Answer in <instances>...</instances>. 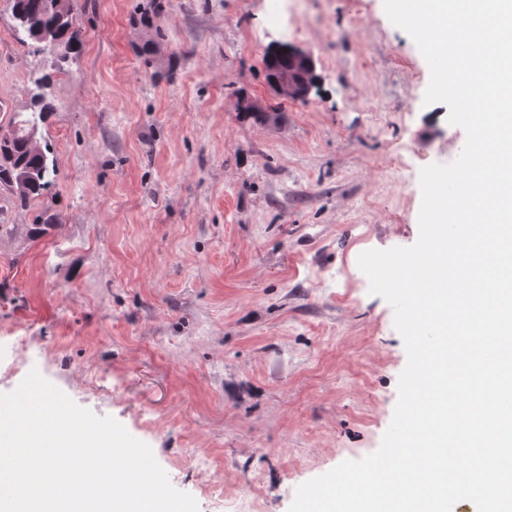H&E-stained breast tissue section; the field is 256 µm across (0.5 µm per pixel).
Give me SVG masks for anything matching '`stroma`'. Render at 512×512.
<instances>
[{
    "mask_svg": "<svg viewBox=\"0 0 512 512\" xmlns=\"http://www.w3.org/2000/svg\"><path fill=\"white\" fill-rule=\"evenodd\" d=\"M75 23L62 63L0 0V126L42 90L57 169L51 198L0 190V393L38 370L199 512L214 483L229 512H288L391 424L407 352L358 258L416 243L420 171L466 133L384 0H78ZM282 44L316 61L307 99L268 80Z\"/></svg>",
    "mask_w": 512,
    "mask_h": 512,
    "instance_id": "35a3bbf8",
    "label": "stroma"
}]
</instances>
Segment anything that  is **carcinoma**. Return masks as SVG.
<instances>
[{
	"mask_svg": "<svg viewBox=\"0 0 512 512\" xmlns=\"http://www.w3.org/2000/svg\"><path fill=\"white\" fill-rule=\"evenodd\" d=\"M76 5L77 0H10L15 27L27 35L34 29L44 31L57 41L64 58L82 46V33L73 23ZM46 110L44 96L35 94L32 112L16 114L7 136L0 137V188L20 207L48 196L54 185L56 169L49 150L26 142L29 125L43 121Z\"/></svg>",
	"mask_w": 512,
	"mask_h": 512,
	"instance_id": "1",
	"label": "carcinoma"
}]
</instances>
